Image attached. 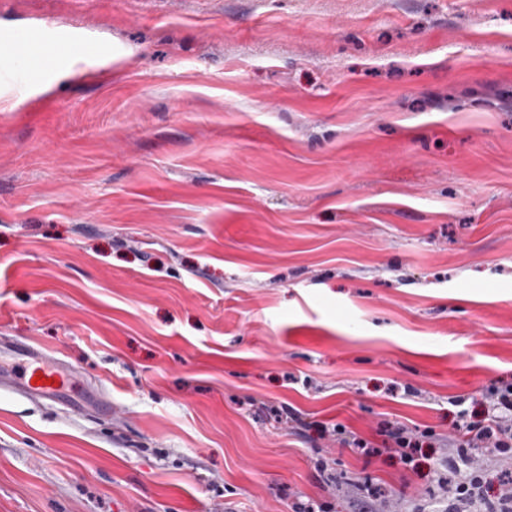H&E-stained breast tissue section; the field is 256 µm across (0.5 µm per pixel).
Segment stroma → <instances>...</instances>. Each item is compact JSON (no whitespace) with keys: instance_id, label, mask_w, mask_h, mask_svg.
I'll return each mask as SVG.
<instances>
[{"instance_id":"35a3bbf8","label":"stroma","mask_w":512,"mask_h":512,"mask_svg":"<svg viewBox=\"0 0 512 512\" xmlns=\"http://www.w3.org/2000/svg\"><path fill=\"white\" fill-rule=\"evenodd\" d=\"M96 42L0 109V512H416L512 381V0H0ZM433 431L416 470L299 435ZM325 456L335 485L315 468ZM72 373V366L44 351H38L31 361L20 364L18 371L11 376L4 377L0 372V390L30 401L54 398L68 386ZM39 376L43 380H38ZM50 379H53V383H50Z\"/></svg>"}]
</instances>
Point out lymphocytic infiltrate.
<instances>
[{
  "mask_svg": "<svg viewBox=\"0 0 512 512\" xmlns=\"http://www.w3.org/2000/svg\"><path fill=\"white\" fill-rule=\"evenodd\" d=\"M454 433L448 445L453 454L448 460V477L438 478L440 487L450 488L456 504L448 512H462L468 504H477L484 512H512V473L491 476L474 467L471 454L477 448L497 449L512 459V382L499 381L486 393L482 407L466 405L464 399H453ZM279 420L300 432L316 431L320 438L331 437L340 448L366 456L380 452L395 458L405 470H414L418 453L430 445L432 435L416 433L398 422L385 421L375 429L374 438H364L340 424L329 425L303 417L285 408Z\"/></svg>",
  "mask_w": 512,
  "mask_h": 512,
  "instance_id": "1",
  "label": "lymphocytic infiltrate"
}]
</instances>
